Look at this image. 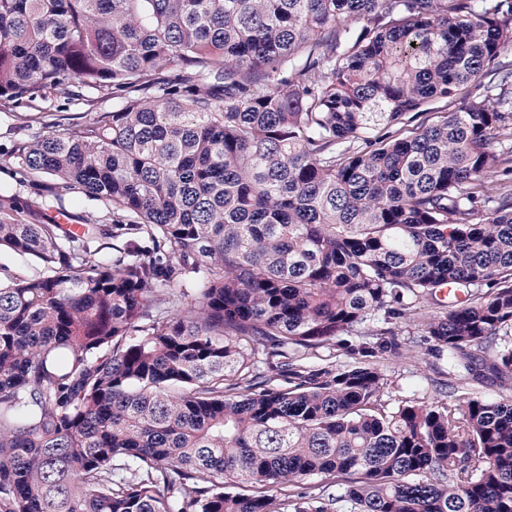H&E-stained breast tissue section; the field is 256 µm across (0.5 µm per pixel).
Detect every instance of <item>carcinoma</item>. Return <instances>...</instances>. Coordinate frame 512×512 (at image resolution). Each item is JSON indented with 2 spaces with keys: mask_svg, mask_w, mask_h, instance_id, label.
I'll use <instances>...</instances> for the list:
<instances>
[{
  "mask_svg": "<svg viewBox=\"0 0 512 512\" xmlns=\"http://www.w3.org/2000/svg\"><path fill=\"white\" fill-rule=\"evenodd\" d=\"M509 54L512 0H0V101L114 99L10 164L154 244L0 196V512H512ZM383 362L390 383L384 399L389 401L391 406L418 401H448L444 388L441 390L438 385L442 380H448V365L443 360H438L431 353L425 352L416 362Z\"/></svg>",
  "mask_w": 512,
  "mask_h": 512,
  "instance_id": "obj_1",
  "label": "carcinoma"
}]
</instances>
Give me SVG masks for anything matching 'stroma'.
<instances>
[{"mask_svg":"<svg viewBox=\"0 0 512 512\" xmlns=\"http://www.w3.org/2000/svg\"><path fill=\"white\" fill-rule=\"evenodd\" d=\"M112 93L73 84L65 92L34 93L17 102L0 101V193L17 194L20 200H34L50 210L111 223L105 202L79 192L57 194L52 176L36 175L34 182L17 183L8 158L14 147L30 135L46 133L56 124L84 122L89 115L111 111ZM384 370L390 386L386 399L391 404L418 401L443 402L447 395L439 387L448 377V367L434 355L425 354L415 362L388 360Z\"/></svg>","mask_w":512,"mask_h":512,"instance_id":"1","label":"stroma"}]
</instances>
